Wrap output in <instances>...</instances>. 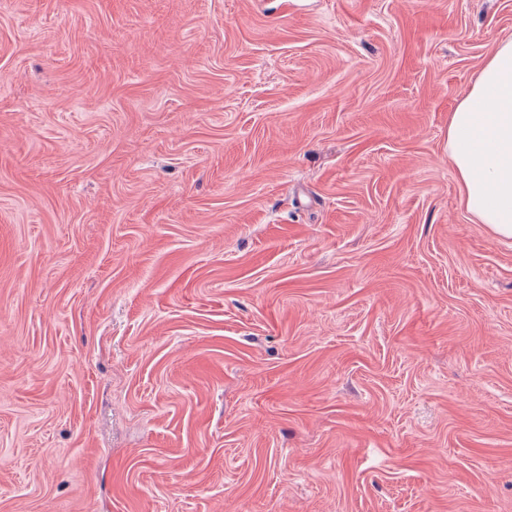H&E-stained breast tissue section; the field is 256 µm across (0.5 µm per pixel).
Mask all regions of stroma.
Returning a JSON list of instances; mask_svg holds the SVG:
<instances>
[{
  "instance_id": "obj_1",
  "label": "stroma",
  "mask_w": 512,
  "mask_h": 512,
  "mask_svg": "<svg viewBox=\"0 0 512 512\" xmlns=\"http://www.w3.org/2000/svg\"><path fill=\"white\" fill-rule=\"evenodd\" d=\"M281 2L0 0V512H512V0ZM448 159L466 210L512 238V39L501 41L448 120Z\"/></svg>"
}]
</instances>
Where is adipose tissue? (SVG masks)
I'll return each mask as SVG.
<instances>
[{"label": "adipose tissue", "instance_id": "1", "mask_svg": "<svg viewBox=\"0 0 512 512\" xmlns=\"http://www.w3.org/2000/svg\"><path fill=\"white\" fill-rule=\"evenodd\" d=\"M448 159L476 223L512 238V39L501 41L448 120Z\"/></svg>", "mask_w": 512, "mask_h": 512}]
</instances>
